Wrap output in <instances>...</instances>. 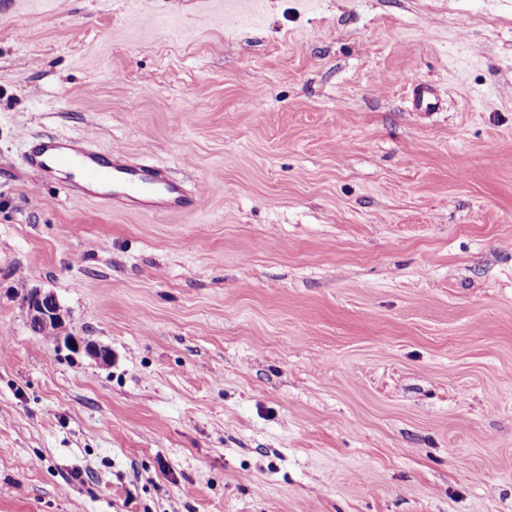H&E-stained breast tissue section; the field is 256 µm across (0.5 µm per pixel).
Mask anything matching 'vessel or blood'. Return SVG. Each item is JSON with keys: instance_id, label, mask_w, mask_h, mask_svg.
<instances>
[{"instance_id": "1", "label": "vessel or blood", "mask_w": 512, "mask_h": 512, "mask_svg": "<svg viewBox=\"0 0 512 512\" xmlns=\"http://www.w3.org/2000/svg\"><path fill=\"white\" fill-rule=\"evenodd\" d=\"M23 161L41 180L59 182L68 194L95 200L105 209L132 207L167 214L192 204L180 184L160 168L101 153L90 135L38 139Z\"/></svg>"}]
</instances>
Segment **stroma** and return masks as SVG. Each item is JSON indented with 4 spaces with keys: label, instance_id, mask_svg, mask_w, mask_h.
<instances>
[{
    "label": "stroma",
    "instance_id": "1",
    "mask_svg": "<svg viewBox=\"0 0 512 512\" xmlns=\"http://www.w3.org/2000/svg\"><path fill=\"white\" fill-rule=\"evenodd\" d=\"M0 336V512H512V0H0ZM23 161L41 181H57L68 194L95 200L104 209L132 207L167 214L192 204L180 184L160 168L103 154L96 150L92 135L38 139ZM28 309L30 315V323L41 324L54 322L57 324H64L60 306L51 294L34 293L28 297ZM49 323L47 325H41L38 329V333L43 336L56 337L55 343L60 345L64 343L69 348H80V345L74 341L71 336H58L62 330V325H56Z\"/></svg>",
    "mask_w": 512,
    "mask_h": 512
}]
</instances>
